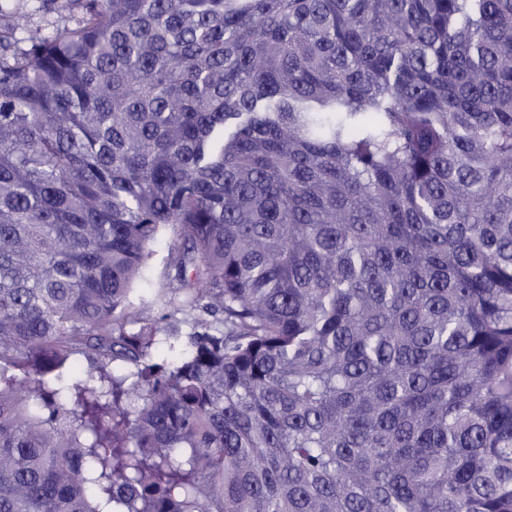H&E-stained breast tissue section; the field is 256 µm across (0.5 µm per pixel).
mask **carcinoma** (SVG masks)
I'll return each mask as SVG.
<instances>
[{
	"mask_svg": "<svg viewBox=\"0 0 512 512\" xmlns=\"http://www.w3.org/2000/svg\"><path fill=\"white\" fill-rule=\"evenodd\" d=\"M67 4L0 6V512H512V0ZM9 6L19 5L32 13V28L41 33L51 32L60 14L57 3L61 0H10ZM171 243L172 239L169 232L162 233L154 242L152 246L154 255L146 268L144 279L136 286V288H139L137 295L133 299L136 304L140 302V295H144L146 296L145 299H149L154 289L160 287L162 282L163 259Z\"/></svg>",
	"mask_w": 512,
	"mask_h": 512,
	"instance_id": "carcinoma-1",
	"label": "carcinoma"
}]
</instances>
